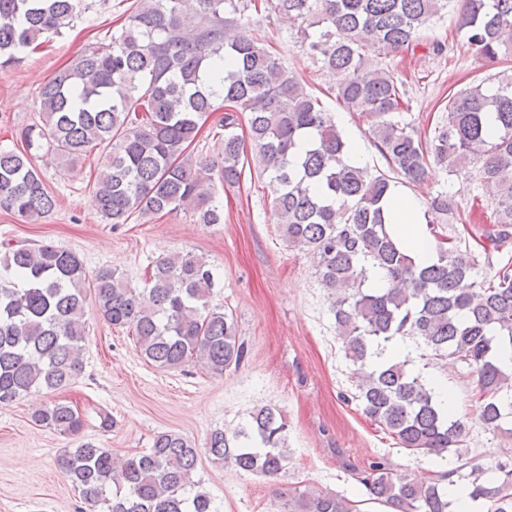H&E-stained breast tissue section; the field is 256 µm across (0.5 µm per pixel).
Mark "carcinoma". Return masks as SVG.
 I'll return each mask as SVG.
<instances>
[{"label":"carcinoma","mask_w":512,"mask_h":512,"mask_svg":"<svg viewBox=\"0 0 512 512\" xmlns=\"http://www.w3.org/2000/svg\"><path fill=\"white\" fill-rule=\"evenodd\" d=\"M456 2L457 29L488 59L512 57V0H134L109 43L82 55L39 89V121L21 132L23 150L0 149V208L36 221L56 206L33 163L46 150L73 163L106 149L94 204L110 224L192 209L202 224L224 223L216 184L235 187L254 167L267 177L278 230L316 261L331 290L336 335L353 365L364 413L424 455L453 448L457 466L414 481L373 462L360 477L372 499L395 512H456L446 476L468 467L461 451L469 414L442 408L421 374L387 355L416 336L427 356L455 358L476 377V419L512 437V374L500 352L512 349V260L491 279L481 259L512 241V78L485 93L477 85L448 100L444 124L427 140L401 120L403 82L385 58L419 45L421 31ZM79 0H0V69L21 61L69 27ZM288 20L299 48L336 79L348 111L368 122L388 170L350 157V148L319 97L268 50L246 9ZM221 130L219 161L196 163L189 151L203 125ZM475 164L496 220L475 240L437 234L435 258L413 261L391 233L387 203L394 176L420 183L431 166L453 173ZM439 224L462 223L439 192L427 201ZM216 282L203 257L181 251L158 261L148 294L110 269L88 280L79 257L50 243L3 245L0 251V403L50 394L83 369L84 317L132 330L141 355L159 369L190 362L214 375L239 366L244 342L235 320L213 303ZM31 422L77 436L82 416L70 405L32 408ZM287 425L262 407L244 425L213 430L205 453L261 477L288 461ZM198 449L176 432L150 448L116 457L92 442L64 450L58 466L80 499L108 512H218L194 480ZM494 481L471 468L461 492L487 512H512V459ZM283 512H359L332 492L306 488Z\"/></svg>","instance_id":"cac0c4a2"}]
</instances>
